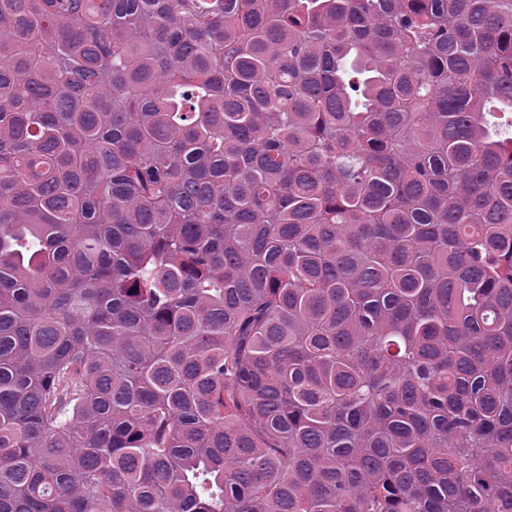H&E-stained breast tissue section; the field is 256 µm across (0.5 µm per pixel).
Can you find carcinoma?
Listing matches in <instances>:
<instances>
[{
  "label": "carcinoma",
  "mask_w": 512,
  "mask_h": 512,
  "mask_svg": "<svg viewBox=\"0 0 512 512\" xmlns=\"http://www.w3.org/2000/svg\"><path fill=\"white\" fill-rule=\"evenodd\" d=\"M0 512H512V0H0Z\"/></svg>",
  "instance_id": "carcinoma-1"
}]
</instances>
